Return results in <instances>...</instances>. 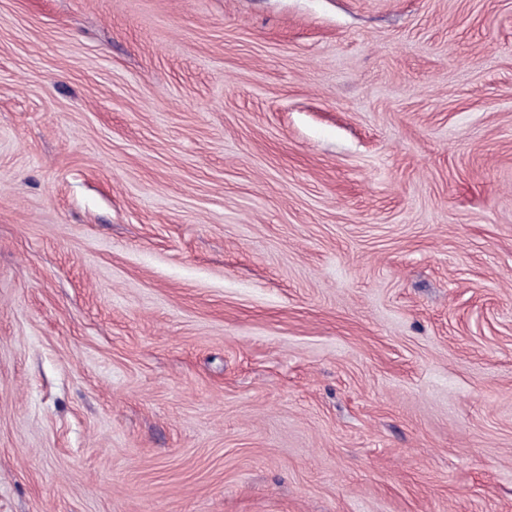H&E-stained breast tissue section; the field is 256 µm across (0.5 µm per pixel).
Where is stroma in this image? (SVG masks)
<instances>
[{"label": "stroma", "mask_w": 512, "mask_h": 512, "mask_svg": "<svg viewBox=\"0 0 512 512\" xmlns=\"http://www.w3.org/2000/svg\"><path fill=\"white\" fill-rule=\"evenodd\" d=\"M0 512H512V0H0Z\"/></svg>", "instance_id": "35a3bbf8"}]
</instances>
